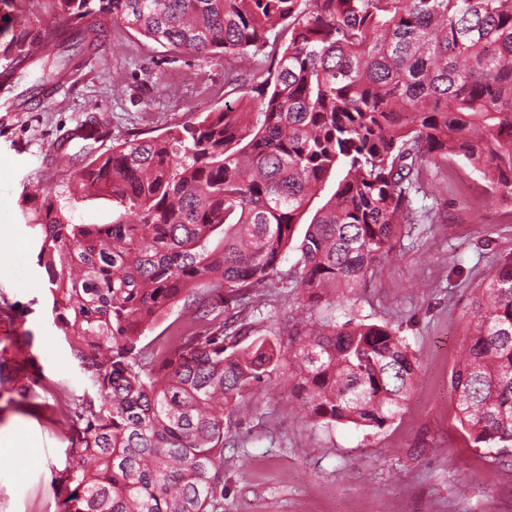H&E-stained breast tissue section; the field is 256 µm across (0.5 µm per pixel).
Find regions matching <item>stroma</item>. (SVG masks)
Here are the masks:
<instances>
[{"label": "stroma", "mask_w": 512, "mask_h": 512, "mask_svg": "<svg viewBox=\"0 0 512 512\" xmlns=\"http://www.w3.org/2000/svg\"><path fill=\"white\" fill-rule=\"evenodd\" d=\"M93 63L68 74L39 110L0 111V512H57L53 482L79 462L71 403L92 395L87 372L53 322L31 229L18 207L32 182L63 190L77 151L71 131L96 113L110 131L103 148L156 136L225 101L224 58L166 51L126 24L105 20ZM417 212L437 224L404 225L376 278L355 296L317 307L337 321L386 324L422 363L415 390L383 429L306 424L296 414L287 368L241 410V437L224 450V512H512V456L476 447L457 419L450 377L470 333L468 305L496 265L512 258V210L491 201L462 158L427 169ZM289 250L280 277L258 289L244 315L256 336L288 346L295 291ZM29 340V358L16 345ZM26 466L18 467L14 457Z\"/></svg>", "instance_id": "obj_1"}]
</instances>
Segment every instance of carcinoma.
<instances>
[{"instance_id":"1","label":"carcinoma","mask_w":512,"mask_h":512,"mask_svg":"<svg viewBox=\"0 0 512 512\" xmlns=\"http://www.w3.org/2000/svg\"><path fill=\"white\" fill-rule=\"evenodd\" d=\"M0 22V94L55 88L99 49L101 18L181 54L224 56L248 93L161 135L105 152L89 114L66 191L22 192L61 340L90 373L75 402L82 462L62 473L59 512H223L224 439L237 407L277 379L281 345L224 320L280 274L296 226L332 196L297 246L291 279L315 309L372 280L417 217L410 192L453 157L512 208V0H12ZM288 34L281 53L270 36ZM29 86L18 88L24 82ZM109 196L107 224L74 202ZM173 338L143 343L178 305ZM451 374L462 428L512 448V260L469 304ZM290 393L313 425L381 429L421 363L386 325L308 321L288 346Z\"/></svg>"}]
</instances>
